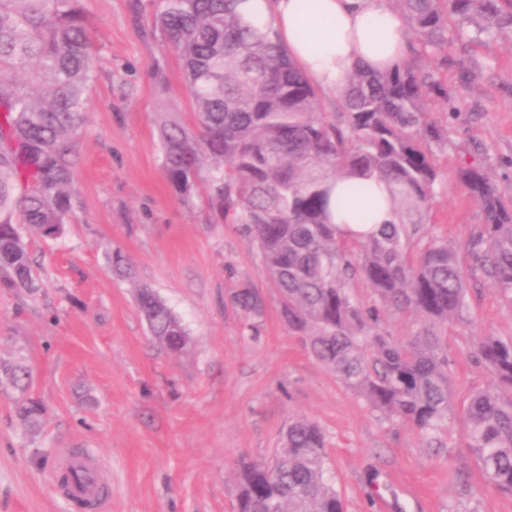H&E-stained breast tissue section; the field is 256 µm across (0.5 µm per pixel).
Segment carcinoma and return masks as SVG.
<instances>
[{"label":"carcinoma","mask_w":512,"mask_h":512,"mask_svg":"<svg viewBox=\"0 0 512 512\" xmlns=\"http://www.w3.org/2000/svg\"><path fill=\"white\" fill-rule=\"evenodd\" d=\"M82 0H0V284L34 287L18 225L62 234L74 162L69 143L86 123L94 54ZM407 23L408 55L375 71L357 62L328 100L269 30L246 23L238 0H156L155 27L178 53L197 131L161 128L164 171L188 196L209 166L210 201L256 245L280 295V314L309 353L384 420L432 435L460 416L484 486L512 494V342L482 336L476 357L491 383L453 408L448 324L463 318L468 282L480 270L512 308V190L479 167L458 181L480 207L462 251L428 237L442 173L436 150L448 129L432 104L448 101L438 69L448 35L493 37L512 29V0H389ZM388 185L391 220L342 234L333 208L370 222L371 183ZM112 268L132 264L112 252ZM364 284L371 301L354 288ZM230 304L246 317L266 302L245 286ZM137 305L151 334L172 352L188 334L146 286ZM409 314L399 339L383 317ZM322 429L293 419L265 462L238 467L237 512H344L327 478Z\"/></svg>","instance_id":"carcinoma-1"}]
</instances>
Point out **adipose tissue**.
Listing matches in <instances>:
<instances>
[{"label":"adipose tissue","instance_id":"ef3b65f1","mask_svg":"<svg viewBox=\"0 0 512 512\" xmlns=\"http://www.w3.org/2000/svg\"><path fill=\"white\" fill-rule=\"evenodd\" d=\"M243 0L244 16L277 32L282 45L318 85L335 98L351 66L384 69L407 53L406 23L387 0Z\"/></svg>","mask_w":512,"mask_h":512}]
</instances>
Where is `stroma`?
<instances>
[{"instance_id": "1", "label": "stroma", "mask_w": 512, "mask_h": 512, "mask_svg": "<svg viewBox=\"0 0 512 512\" xmlns=\"http://www.w3.org/2000/svg\"><path fill=\"white\" fill-rule=\"evenodd\" d=\"M95 79L87 123L72 142V210L62 235L23 231L34 291L0 286V512H73L55 482L72 449L112 475L101 512H234L242 458L261 461L289 418L324 430L330 478L345 512H512V495L484 488L464 428L430 440L380 419L289 333L279 295L241 225L223 223L205 188L180 199L162 169L160 127L193 124L180 60L153 24L156 0H83ZM448 127L430 235L464 246L482 222L456 179L474 165L512 188V33L452 40L444 73ZM121 250L133 276L115 275ZM150 287L188 332L172 353L137 306ZM259 289L264 316L230 302ZM512 337V310L482 274L469 283L466 319L448 327L453 397L485 388L475 342ZM20 365L27 390L4 373ZM45 409L32 427L17 409Z\"/></svg>"}]
</instances>
